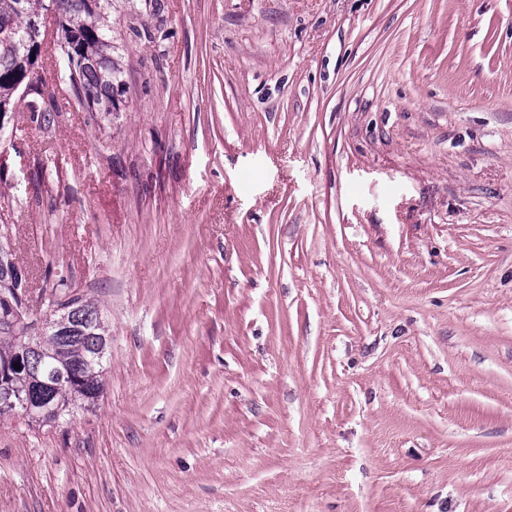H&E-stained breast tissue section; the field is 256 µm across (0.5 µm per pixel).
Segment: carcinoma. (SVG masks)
Segmentation results:
<instances>
[{
	"instance_id": "obj_1",
	"label": "carcinoma",
	"mask_w": 512,
	"mask_h": 512,
	"mask_svg": "<svg viewBox=\"0 0 512 512\" xmlns=\"http://www.w3.org/2000/svg\"><path fill=\"white\" fill-rule=\"evenodd\" d=\"M48 11L61 18V39L53 50L63 56L79 49L82 65L75 75L68 76L77 98L107 115L116 109L114 86L121 83L122 69L112 57V16L107 6H91L89 0H0V102L26 108L33 115L39 104L23 102L21 89L33 84L35 65L29 59L27 42L31 19ZM26 272L19 268L6 273L0 269V290L27 286ZM59 292L52 293L54 303L64 311L46 320L43 339L31 340L22 323L8 308L0 305V361L6 357L28 358L31 371L0 382V399L29 390L36 391L33 376H42L58 367L68 372L74 388L51 390V411L40 421L52 425L79 407L91 411L104 393L105 368L96 362L95 354L101 337L110 335L107 325L98 316L97 307L84 299L70 296L59 283Z\"/></svg>"
}]
</instances>
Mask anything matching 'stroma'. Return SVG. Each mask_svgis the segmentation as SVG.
<instances>
[{"mask_svg":"<svg viewBox=\"0 0 512 512\" xmlns=\"http://www.w3.org/2000/svg\"><path fill=\"white\" fill-rule=\"evenodd\" d=\"M118 110L53 58L0 124L95 411L0 419V512H512V0H112Z\"/></svg>","mask_w":512,"mask_h":512,"instance_id":"35a3bbf8","label":"stroma"}]
</instances>
